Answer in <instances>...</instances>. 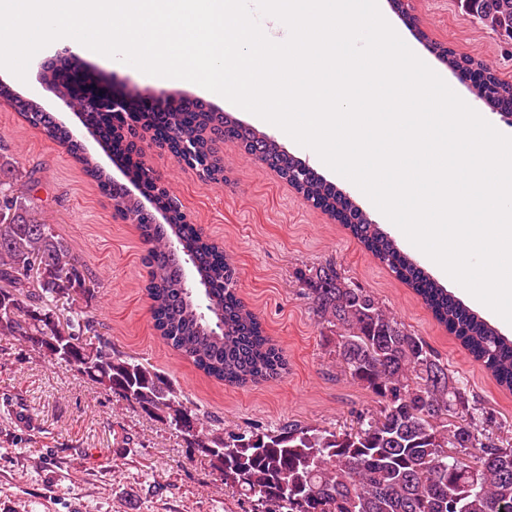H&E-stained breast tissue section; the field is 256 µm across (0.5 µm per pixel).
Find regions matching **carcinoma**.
Returning <instances> with one entry per match:
<instances>
[{
  "mask_svg": "<svg viewBox=\"0 0 512 512\" xmlns=\"http://www.w3.org/2000/svg\"><path fill=\"white\" fill-rule=\"evenodd\" d=\"M465 13L512 41V0H464ZM491 107L512 105V82L493 77ZM0 99L29 123L66 145L107 196L111 179L81 141L41 106L0 84ZM83 123L137 178H148L134 161L123 130L105 124L100 112L81 108ZM173 138L193 151L182 161L204 167L210 157L209 128L239 142V122L224 112L177 99L166 104ZM261 160L282 178L303 162L271 137L251 132ZM33 173L0 148V336H12L105 389L136 404L189 438L195 452L224 475V485L256 498L255 512H512V448L478 429L477 418L448 365L416 334L387 312L366 289L342 277L331 264L314 266L299 281L319 324L336 336V356L353 381L377 398L379 409L360 415L358 427L337 432L290 420L266 432L223 435L204 425L150 365L112 347L96 321L79 311L66 323L47 301L96 296L84 264L55 233L36 203ZM298 193L336 218L377 259L413 288L437 320L451 330L498 383L512 389V339L503 336L439 286L395 240L372 223L349 197L336 192L314 169L292 181ZM124 200L115 214L139 217L146 246L143 264L150 313L162 339L184 359L218 381L245 387L279 377L287 362L264 334L257 315L237 296V270L223 250L184 220L165 191L157 206L172 214L167 224L145 219L140 200L119 187ZM192 266L193 281L184 276ZM480 473L470 486L472 469Z\"/></svg>",
  "mask_w": 512,
  "mask_h": 512,
  "instance_id": "obj_1",
  "label": "carcinoma"
}]
</instances>
